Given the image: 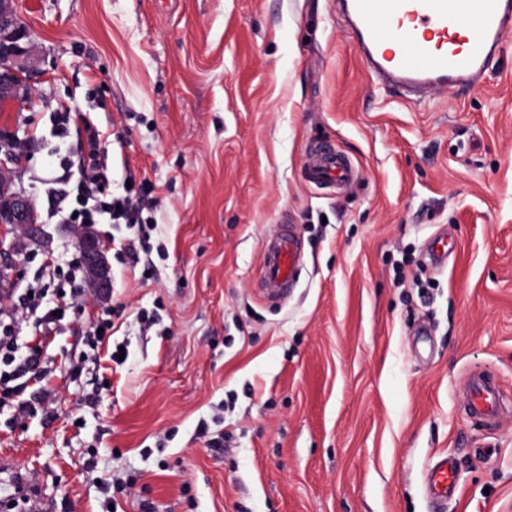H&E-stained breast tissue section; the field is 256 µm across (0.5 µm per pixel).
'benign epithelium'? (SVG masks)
Listing matches in <instances>:
<instances>
[{
  "label": "benign epithelium",
  "instance_id": "obj_1",
  "mask_svg": "<svg viewBox=\"0 0 512 512\" xmlns=\"http://www.w3.org/2000/svg\"><path fill=\"white\" fill-rule=\"evenodd\" d=\"M25 31L13 13L0 3V96L14 97L29 74V55L24 40ZM37 218L30 195L21 188H0V235L10 230L30 232ZM83 254L89 288L98 299L109 296L112 272L106 253L109 247L92 232L83 233L77 240Z\"/></svg>",
  "mask_w": 512,
  "mask_h": 512
}]
</instances>
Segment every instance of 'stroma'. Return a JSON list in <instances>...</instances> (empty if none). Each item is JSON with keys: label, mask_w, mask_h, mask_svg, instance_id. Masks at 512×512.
Listing matches in <instances>:
<instances>
[{"label": "stroma", "mask_w": 512, "mask_h": 512, "mask_svg": "<svg viewBox=\"0 0 512 512\" xmlns=\"http://www.w3.org/2000/svg\"><path fill=\"white\" fill-rule=\"evenodd\" d=\"M12 2L37 61L0 132L30 149L39 230L0 240V306L77 247L47 216L57 106L107 133L113 191L153 184L158 230L147 253L94 225L110 296L80 295L56 336L13 325L50 364L0 408V512H512V32L485 85L415 105L372 86L336 0ZM324 145L360 173L345 193L306 178ZM284 222L302 267L272 301L261 244ZM420 261L432 287L399 284ZM474 368L494 423L460 411ZM426 489L435 501L447 500L455 492L453 465L448 458L440 459L431 467L426 476Z\"/></svg>", "instance_id": "stroma-1"}]
</instances>
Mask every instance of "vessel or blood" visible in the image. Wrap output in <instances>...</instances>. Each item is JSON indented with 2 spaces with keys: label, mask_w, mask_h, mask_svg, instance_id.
Masks as SVG:
<instances>
[{
  "label": "vessel or blood",
  "mask_w": 512,
  "mask_h": 512,
  "mask_svg": "<svg viewBox=\"0 0 512 512\" xmlns=\"http://www.w3.org/2000/svg\"><path fill=\"white\" fill-rule=\"evenodd\" d=\"M365 50L370 70L386 92L416 97L434 87L467 90L486 80L504 31L512 28V0H341ZM309 182L344 189L357 171L336 152L314 154ZM300 242L289 226H280L263 249L259 286L272 297L301 265ZM464 411L493 420L500 414L494 382L470 377ZM429 496L442 501L455 491L453 465L440 459L426 476Z\"/></svg>",
  "instance_id": "vessel-or-blood-1"
}]
</instances>
